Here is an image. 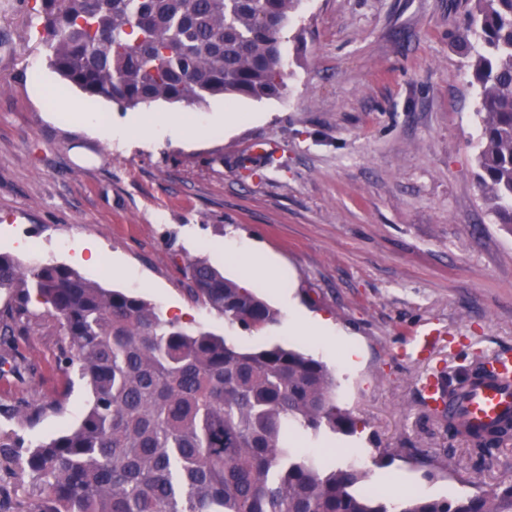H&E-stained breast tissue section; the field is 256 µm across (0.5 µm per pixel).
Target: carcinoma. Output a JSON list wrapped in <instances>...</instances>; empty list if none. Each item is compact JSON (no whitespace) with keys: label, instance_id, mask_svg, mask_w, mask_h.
Listing matches in <instances>:
<instances>
[{"label":"carcinoma","instance_id":"1","mask_svg":"<svg viewBox=\"0 0 512 512\" xmlns=\"http://www.w3.org/2000/svg\"><path fill=\"white\" fill-rule=\"evenodd\" d=\"M50 66L90 98L121 110L163 101L200 107L222 97L262 101L286 90L283 44L302 0H40ZM460 35L480 50L477 184L512 233V0H465ZM192 301L245 328L280 313L203 261L182 267ZM0 335L25 332L32 296L64 336L59 361L90 387L80 424L25 444L0 432V462L28 474L30 512H512V482L452 501L391 505L366 472L299 453L295 436L352 433L320 360L279 344L238 347L161 317L139 296L101 287L60 263L26 266L0 253ZM63 408L20 397L0 414L29 423ZM512 438V420L468 439Z\"/></svg>","mask_w":512,"mask_h":512}]
</instances>
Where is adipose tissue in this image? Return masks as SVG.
Returning <instances> with one entry per match:
<instances>
[{
  "mask_svg": "<svg viewBox=\"0 0 512 512\" xmlns=\"http://www.w3.org/2000/svg\"><path fill=\"white\" fill-rule=\"evenodd\" d=\"M224 258L236 263L242 282L252 288H263L287 299L288 270L277 259L255 244L225 242Z\"/></svg>",
  "mask_w": 512,
  "mask_h": 512,
  "instance_id": "1",
  "label": "adipose tissue"
}]
</instances>
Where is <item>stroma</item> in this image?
<instances>
[{
  "label": "stroma",
  "mask_w": 512,
  "mask_h": 512,
  "mask_svg": "<svg viewBox=\"0 0 512 512\" xmlns=\"http://www.w3.org/2000/svg\"><path fill=\"white\" fill-rule=\"evenodd\" d=\"M463 20V0H303L288 31L304 40L284 45L283 98L124 112L64 85L35 0H0V252L23 261L25 241L65 242L59 263L163 318L324 362L356 429L299 448L367 471V486L400 470L403 494L450 500L467 482L486 492L512 482V442L470 446L419 387L428 374L458 383L512 350V235L476 184L478 88L456 37ZM59 96L81 108L48 120ZM87 112L116 126L176 115L211 132L191 146L149 131L121 145L89 135ZM228 112L246 119L225 128ZM228 238L288 266L294 299L359 343V367L343 370L341 345L289 333L287 320L249 330L191 301L183 261L238 280L215 254ZM423 325L440 332L430 360L398 359ZM61 340L34 300L25 334L0 341V357L29 365L25 384L0 378V401L65 400L33 425L0 417V431L47 440L80 422L91 392L60 369Z\"/></svg>",
  "instance_id": "stroma-1"
}]
</instances>
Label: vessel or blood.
<instances>
[{
  "mask_svg": "<svg viewBox=\"0 0 512 512\" xmlns=\"http://www.w3.org/2000/svg\"><path fill=\"white\" fill-rule=\"evenodd\" d=\"M437 331L431 327L417 329L408 346L399 352L401 359L413 361L425 357L432 349ZM489 377L474 380L457 402L442 399L433 379L423 378L420 388L427 401L446 411L449 416L484 431L512 418V355L498 353L487 361Z\"/></svg>",
  "mask_w": 512,
  "mask_h": 512,
  "instance_id": "b4317fda",
  "label": "vessel or blood"
}]
</instances>
